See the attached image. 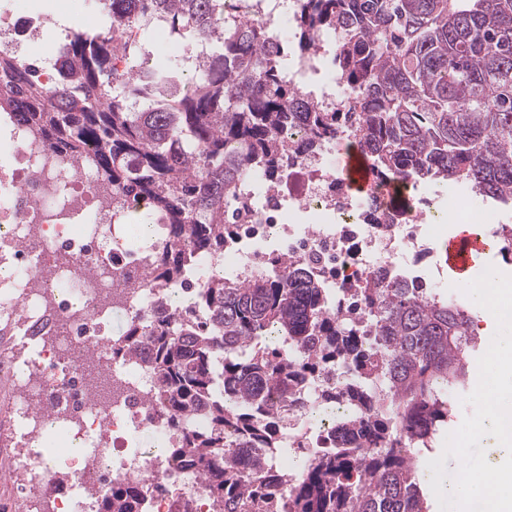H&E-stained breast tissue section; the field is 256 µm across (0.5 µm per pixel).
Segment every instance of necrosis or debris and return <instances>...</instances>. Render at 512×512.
Listing matches in <instances>:
<instances>
[{"mask_svg":"<svg viewBox=\"0 0 512 512\" xmlns=\"http://www.w3.org/2000/svg\"><path fill=\"white\" fill-rule=\"evenodd\" d=\"M306 0H237L235 17L262 24L283 44ZM57 30L59 43L74 37L58 18L10 16L0 29V53ZM309 49L282 55L284 76L299 91L296 111L337 112L349 89L336 69V36L310 34ZM352 127L289 155L276 183L261 170L238 183L233 198L237 235L220 259L237 283L265 274L271 260L309 265L333 300L339 327L368 322L362 299L374 284L402 278L425 285L428 297L452 299L437 255L442 224L478 225L481 233L512 216L504 206L479 209L462 193L423 195L405 180L393 195L387 177L374 175L368 197H356L329 160L332 151L357 147ZM148 200L124 196L112 208V187L99 173L93 151L75 158L49 150L10 112L0 113V342L9 356L0 377L17 390L0 422L7 432L14 485L5 512H100L110 486L140 482L137 512H215L196 471L172 469L163 451L182 435L157 395L148 351L116 356L125 340L107 335L115 312L157 322L170 308L147 273L169 244L163 226L150 235L130 216H151ZM306 223H298V216ZM204 256L186 284L197 287L217 261ZM385 385L359 387L344 361L328 365L298 393L294 424L283 426L289 456L272 452L273 469L296 478L303 452L331 447L334 433L367 424ZM60 455L43 454L44 445ZM81 452L80 466L62 457Z\"/></svg>","mask_w":512,"mask_h":512,"instance_id":"necrosis-or-debris-1","label":"necrosis or debris"}]
</instances>
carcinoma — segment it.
Here are the masks:
<instances>
[{
    "mask_svg": "<svg viewBox=\"0 0 512 512\" xmlns=\"http://www.w3.org/2000/svg\"><path fill=\"white\" fill-rule=\"evenodd\" d=\"M112 23L69 42L59 83H33L36 69L0 57V110L13 112L53 148L93 149L119 193L148 197L172 245L149 272L173 316L127 320L126 353L151 345L158 394L176 422L206 410L208 425L184 433L169 466H191L219 512H428L417 461L395 450L448 423L473 348L471 316L454 301L431 303L401 281L366 296L373 337L341 336L324 289L300 267L273 268L238 285L224 270L182 290L198 256L224 254L228 203L254 168L271 181L288 152L294 87L266 52L267 31L229 22L233 0H104ZM304 34H336V65L352 93L345 112H309L322 137L353 119L360 153L393 180L461 182L484 195L512 193V0H316ZM139 16L163 17L211 54L183 90L149 66ZM308 349L300 360L289 351ZM354 376L391 389L373 419L336 433V449L304 456L288 497L255 449L282 447L298 386L336 358ZM139 482L108 488L101 512H132Z\"/></svg>",
    "mask_w": 512,
    "mask_h": 512,
    "instance_id": "obj_1",
    "label": "carcinoma"
}]
</instances>
